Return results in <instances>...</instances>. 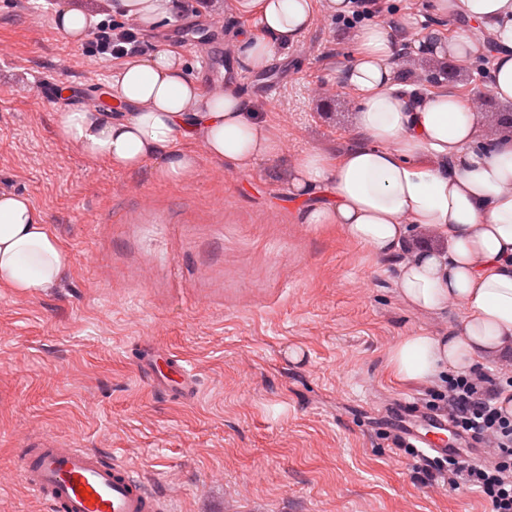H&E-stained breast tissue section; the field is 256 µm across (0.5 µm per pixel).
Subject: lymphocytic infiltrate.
<instances>
[{"instance_id":"obj_1","label":"lymphocytic infiltrate","mask_w":512,"mask_h":512,"mask_svg":"<svg viewBox=\"0 0 512 512\" xmlns=\"http://www.w3.org/2000/svg\"><path fill=\"white\" fill-rule=\"evenodd\" d=\"M92 56L123 58L144 51L136 24L97 22L92 31ZM512 391V373L475 369L466 374H446L433 383L426 402L430 410L448 415L459 433L492 447L486 462L451 454L427 463L428 481H443L449 491L473 490L488 502L491 512H512V415L498 405L504 391Z\"/></svg>"}]
</instances>
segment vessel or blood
Instances as JSON below:
<instances>
[{
	"label": "vessel or blood",
	"mask_w": 512,
	"mask_h": 512,
	"mask_svg": "<svg viewBox=\"0 0 512 512\" xmlns=\"http://www.w3.org/2000/svg\"><path fill=\"white\" fill-rule=\"evenodd\" d=\"M140 363L154 388L178 384L183 393L195 387L192 373L174 365L172 375L154 369L155 356L144 352ZM410 421L401 425L404 443L424 454H440L448 447L452 427L446 418L434 417L423 405H403ZM20 481L50 512H164L157 493L131 467L105 458L98 450L80 448L52 434L25 438L19 445Z\"/></svg>",
	"instance_id": "b4317fda"
}]
</instances>
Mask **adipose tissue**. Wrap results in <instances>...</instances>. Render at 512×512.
<instances>
[{
	"label": "adipose tissue",
	"mask_w": 512,
	"mask_h": 512,
	"mask_svg": "<svg viewBox=\"0 0 512 512\" xmlns=\"http://www.w3.org/2000/svg\"><path fill=\"white\" fill-rule=\"evenodd\" d=\"M256 17L258 32L237 41L247 70L267 67L275 48L296 42L318 9L344 17L351 0H235ZM433 12L479 23L498 50L489 88L512 104V0H431ZM112 12L143 28L176 22L172 0H112ZM354 61L341 74L357 94L356 127L362 138L337 158L301 153L291 168L289 194L308 202L303 224H333L376 259L402 249L410 227L444 241L445 250L413 254L396 280L418 311L457 302L465 312L445 336L414 331L395 342L388 368L405 385L428 384L445 372L464 374L512 351V135L484 143L477 117L453 93L399 88L391 62V27L370 22L356 34ZM424 54L461 60L482 48L468 32H431ZM115 112L71 108L58 117L59 137L89 160L116 170L155 162L160 177L186 180L196 160L185 143L200 142L210 158L235 171L277 155L279 138L233 87L206 92L183 57L158 49L134 56L110 86ZM325 203H315L319 194ZM69 263L43 213L23 195L0 194V288L32 293L54 286Z\"/></svg>",
	"instance_id": "obj_1"
}]
</instances>
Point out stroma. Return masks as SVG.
Instances as JSON below:
<instances>
[{"mask_svg": "<svg viewBox=\"0 0 512 512\" xmlns=\"http://www.w3.org/2000/svg\"><path fill=\"white\" fill-rule=\"evenodd\" d=\"M0 0V192L29 198L69 254L50 289L0 288V512H44L19 480L21 436L73 439L134 467L167 512H491L469 491L423 482L422 457L395 448L392 410L426 386L393 378L399 336L447 335L461 308L419 312L395 286L401 255L374 259L336 225L302 224L287 195L294 159L354 146L357 96L340 79L356 54L352 28L326 12L259 73L235 86L279 133L275 158L227 169L187 143L197 169L161 178L86 160L56 133L57 114L94 91L113 109L118 59L89 56L54 23L63 4ZM397 38L395 80L410 60L427 91L469 101L481 138L503 133L512 105L488 88L493 45L440 79V59L413 45L454 34L429 0H377ZM254 17L233 0H181L176 23L145 33L185 58L203 90L218 88ZM62 94L45 97L43 76ZM193 372L192 395L155 390L141 349Z\"/></svg>", "mask_w": 512, "mask_h": 512, "instance_id": "1", "label": "stroma"}]
</instances>
